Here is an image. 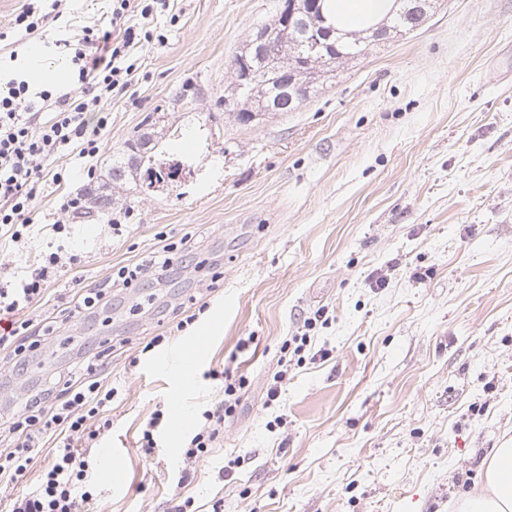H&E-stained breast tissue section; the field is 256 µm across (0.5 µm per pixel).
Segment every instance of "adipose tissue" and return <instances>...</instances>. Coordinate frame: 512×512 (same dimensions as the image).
Returning <instances> with one entry per match:
<instances>
[{
	"label": "adipose tissue",
	"instance_id": "adipose-tissue-1",
	"mask_svg": "<svg viewBox=\"0 0 512 512\" xmlns=\"http://www.w3.org/2000/svg\"><path fill=\"white\" fill-rule=\"evenodd\" d=\"M331 5L348 29L378 23L396 7L395 0H331ZM454 512H512V446L490 450L481 484L456 499Z\"/></svg>",
	"mask_w": 512,
	"mask_h": 512
}]
</instances>
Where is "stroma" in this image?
<instances>
[{"instance_id":"stroma-1","label":"stroma","mask_w":512,"mask_h":512,"mask_svg":"<svg viewBox=\"0 0 512 512\" xmlns=\"http://www.w3.org/2000/svg\"><path fill=\"white\" fill-rule=\"evenodd\" d=\"M276 3L172 0L153 22L164 45L107 103L99 178L150 115L182 132L160 139L156 163L183 170L154 188L128 180L108 214L71 224L63 244L78 263L29 317L65 306L72 277L92 287L148 261L160 235L194 244L165 281L116 291L104 316L62 326L52 345L61 359L114 345L112 428L78 512H169L177 492L201 512H451L490 449L512 444V0H445L299 111L244 125L217 104L227 60ZM35 55L46 79L72 85L48 37L0 50V69ZM49 240L37 228L0 246V267L28 270ZM212 266L224 274L213 291ZM193 297L217 327L185 378L195 329L177 330L174 308ZM323 306L327 324L267 403L283 342ZM319 349L329 359L313 360ZM222 370L246 386L217 447L187 466L162 429L155 456H139L156 408L181 403L184 439L221 408ZM53 383L45 366L0 375V423L22 390Z\"/></svg>"}]
</instances>
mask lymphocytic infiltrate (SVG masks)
Instances as JSON below:
<instances>
[{
    "label": "lymphocytic infiltrate",
    "mask_w": 512,
    "mask_h": 512,
    "mask_svg": "<svg viewBox=\"0 0 512 512\" xmlns=\"http://www.w3.org/2000/svg\"><path fill=\"white\" fill-rule=\"evenodd\" d=\"M111 2L105 21L80 26L75 40L56 42L59 52L72 54L75 89L63 92L48 84L38 88L22 73L0 75V229H7L12 241H21L39 223L38 192L45 178L56 183L72 177L94 180L93 160L106 147L111 120L105 104L134 86L140 53L153 42L150 23L169 7V0ZM64 9V0H52L46 7L39 0H24L13 27L29 35L46 31ZM45 111L52 117L39 123ZM184 249V242L165 240L148 263L121 266L102 283L78 289L67 320L97 315L111 304L114 291L133 283L166 279L173 254ZM63 265L60 250H50L24 275L0 284V316L7 318L0 332V368L24 366L55 335V319L35 325L19 313L44 296ZM106 357L103 351L80 357L55 389L28 395L24 408L0 428L1 486L27 473L46 435L57 440L36 487L16 496L10 512H76L77 501L93 499L92 450L112 427L116 395L102 379ZM244 385L241 379L225 381L221 410L204 412L202 425L183 448L186 464L200 461L219 442L224 420L235 414Z\"/></svg>",
    "instance_id": "1"
}]
</instances>
